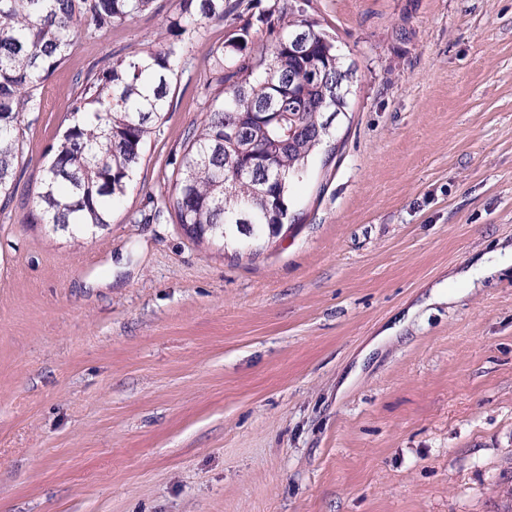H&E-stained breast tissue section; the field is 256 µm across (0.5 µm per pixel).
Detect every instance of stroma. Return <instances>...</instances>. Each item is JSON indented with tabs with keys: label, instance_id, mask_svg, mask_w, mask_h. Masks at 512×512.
I'll list each match as a JSON object with an SVG mask.
<instances>
[{
	"label": "stroma",
	"instance_id": "35a3bbf8",
	"mask_svg": "<svg viewBox=\"0 0 512 512\" xmlns=\"http://www.w3.org/2000/svg\"><path fill=\"white\" fill-rule=\"evenodd\" d=\"M158 4L80 36L0 210V512H506L512 267L459 276L512 245V0H309L353 81L260 255L147 220L226 21L185 37L111 224L27 223L74 91L164 43L179 0Z\"/></svg>",
	"mask_w": 512,
	"mask_h": 512
}]
</instances>
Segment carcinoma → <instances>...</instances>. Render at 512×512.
Here are the masks:
<instances>
[{
    "label": "carcinoma",
    "mask_w": 512,
    "mask_h": 512,
    "mask_svg": "<svg viewBox=\"0 0 512 512\" xmlns=\"http://www.w3.org/2000/svg\"><path fill=\"white\" fill-rule=\"evenodd\" d=\"M156 0H0V202L8 206L28 115L41 110V89L72 53L81 34L100 35L154 10ZM307 0H274L282 33L269 47L250 40L251 19L236 26L215 66L223 99L187 132L185 149L153 218L173 214L197 243L249 245L260 251L296 222L290 188L309 159L336 156L326 120L345 112L353 72L334 40L316 28ZM224 0H180L169 18L172 42L106 57L88 74L70 104L72 122L42 170L36 212L28 224H46L72 238L112 222L127 194L143 148L161 133L170 111V82L184 67L178 47L206 21L226 18ZM305 33V45L292 44ZM237 125L247 134L233 138Z\"/></svg>",
    "instance_id": "obj_1"
}]
</instances>
